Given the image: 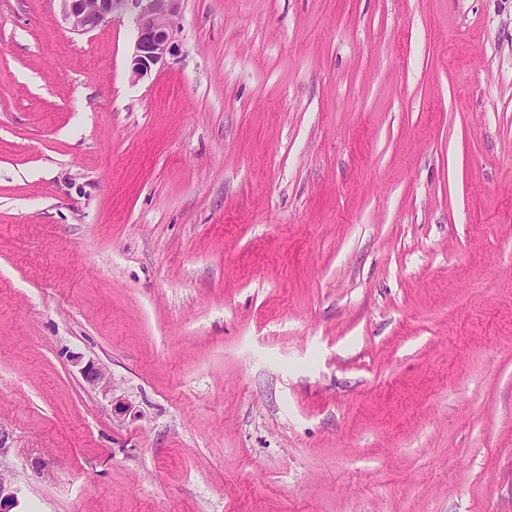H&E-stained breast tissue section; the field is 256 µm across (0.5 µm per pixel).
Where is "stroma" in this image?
Returning a JSON list of instances; mask_svg holds the SVG:
<instances>
[{
    "label": "stroma",
    "instance_id": "35a3bbf8",
    "mask_svg": "<svg viewBox=\"0 0 512 512\" xmlns=\"http://www.w3.org/2000/svg\"><path fill=\"white\" fill-rule=\"evenodd\" d=\"M133 16L0 0L11 512H512V0ZM58 1L64 19L78 33L94 30L126 2L134 5L137 35L129 64V77L134 83L147 77L173 50V18L182 0Z\"/></svg>",
    "mask_w": 512,
    "mask_h": 512
}]
</instances>
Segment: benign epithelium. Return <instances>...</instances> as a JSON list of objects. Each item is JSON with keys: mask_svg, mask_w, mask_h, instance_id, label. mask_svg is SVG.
Returning <instances> with one entry per match:
<instances>
[{"mask_svg": "<svg viewBox=\"0 0 512 512\" xmlns=\"http://www.w3.org/2000/svg\"><path fill=\"white\" fill-rule=\"evenodd\" d=\"M137 9V30L129 64V77L138 82L163 63L173 50V18L181 0H59L64 19L73 31L87 33L112 17L126 2ZM16 492L11 480L0 473V512H11Z\"/></svg>", "mask_w": 512, "mask_h": 512, "instance_id": "7a95c632", "label": "benign epithelium"}]
</instances>
